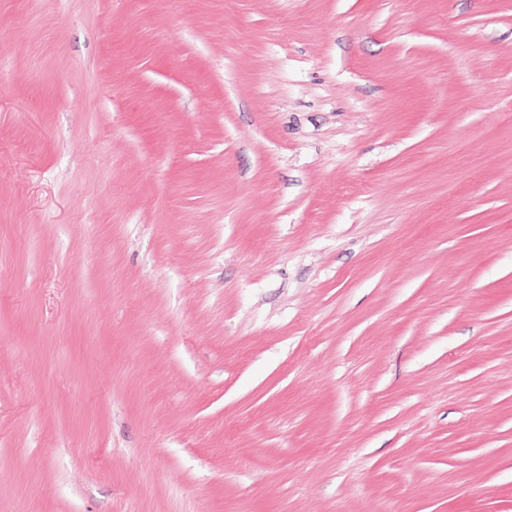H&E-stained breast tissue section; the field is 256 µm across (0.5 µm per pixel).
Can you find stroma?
I'll list each match as a JSON object with an SVG mask.
<instances>
[{
    "label": "stroma",
    "instance_id": "1",
    "mask_svg": "<svg viewBox=\"0 0 512 512\" xmlns=\"http://www.w3.org/2000/svg\"><path fill=\"white\" fill-rule=\"evenodd\" d=\"M0 512H512V0H0Z\"/></svg>",
    "mask_w": 512,
    "mask_h": 512
}]
</instances>
